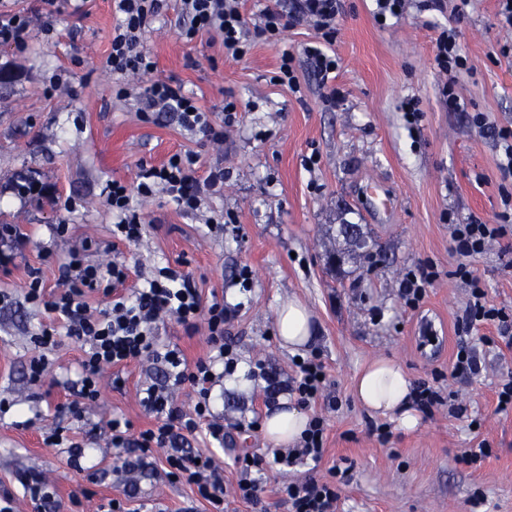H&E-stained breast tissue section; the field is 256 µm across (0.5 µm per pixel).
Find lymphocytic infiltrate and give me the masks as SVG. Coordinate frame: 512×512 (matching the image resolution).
<instances>
[{
    "label": "lymphocytic infiltrate",
    "mask_w": 512,
    "mask_h": 512,
    "mask_svg": "<svg viewBox=\"0 0 512 512\" xmlns=\"http://www.w3.org/2000/svg\"><path fill=\"white\" fill-rule=\"evenodd\" d=\"M115 25L110 52L104 66L112 74V94L119 100L133 101L139 120L154 123L168 116L189 134H199L213 146L223 147L224 130L238 119L236 102L224 103L221 123H214L196 98L185 92L174 80H156L138 88L141 76L151 73L155 63L143 48V36L165 8L164 0H115ZM181 21L177 34L193 41L202 34L216 35L225 57L243 59L258 41L279 43L289 26L307 24L318 35L308 45L305 56L320 87L326 89L325 102L336 108L344 94L336 85L339 61L333 46L338 34L337 20L344 11L343 0H277L275 7L262 11L258 21H250L244 0H178ZM433 65L441 81V93L451 109H459L455 91L460 74L469 73L473 65L463 51L455 27L443 28L435 40ZM228 175L223 159L202 166L197 153L191 150L172 154L158 166L140 165L135 185L113 180L105 187L106 203L115 222L112 236L129 246L138 245L144 234V201L155 196L167 197L185 215L201 214L208 198L224 192ZM504 209L494 221L476 218L465 223L449 222L448 230L459 262L452 271L454 278L470 290L471 300L455 323L457 351L454 371L465 375L478 372L479 361L468 342L480 324H493L499 338L512 342V313L486 306L485 291L471 261L486 253L505 236L512 225V193L502 199ZM92 239H84L73 248L60 267L59 286L46 289L43 272L28 267L25 299L46 316L30 340L38 354L27 367L31 385H42L52 366L51 354L62 338L79 342L83 355L80 374L72 387L79 405L98 401L100 381L105 371L147 360L157 371L150 383L137 391L139 404L153 417L152 427L130 435L120 421L110 425V447L124 452L125 472L151 464L156 453H163L165 474L170 482L185 483L196 490L198 497L212 506L224 502V468L208 454H194L181 448V433L204 434L210 442L223 443L224 423L211 407L212 390L224 377L233 374L237 362L233 346L224 339L225 327L235 317L222 297L204 299L192 275L170 266L144 277L141 287H128L131 275L128 265L118 261L93 262L87 253ZM172 319L187 334L205 327L210 352L196 362H188L176 347L161 344L158 326ZM295 377L281 379L276 370L260 368L264 402L275 404L284 393L294 395L302 407L315 404L325 388V367L318 357L296 364ZM190 385L197 394L192 409L183 410L174 399L175 387ZM325 419L313 415L299 443L292 448L274 451L272 462L292 466L319 462L324 452L322 437ZM284 491L291 512H336V483L312 477L289 481Z\"/></svg>",
    "instance_id": "lymphocytic-infiltrate-1"
}]
</instances>
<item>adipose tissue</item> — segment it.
<instances>
[{
  "label": "adipose tissue",
  "mask_w": 512,
  "mask_h": 512,
  "mask_svg": "<svg viewBox=\"0 0 512 512\" xmlns=\"http://www.w3.org/2000/svg\"><path fill=\"white\" fill-rule=\"evenodd\" d=\"M277 331L282 346L295 351L306 346L311 338L307 307L295 299L284 303L278 311ZM353 391L356 400L369 412L391 416L405 429L415 428L412 386L396 359H373L356 375ZM308 422L309 416L301 407L284 402L265 416L263 434L272 447L288 448L299 440Z\"/></svg>",
  "instance_id": "adipose-tissue-1"
}]
</instances>
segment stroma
I'll return each instance as SVG.
<instances>
[{
  "mask_svg": "<svg viewBox=\"0 0 512 512\" xmlns=\"http://www.w3.org/2000/svg\"><path fill=\"white\" fill-rule=\"evenodd\" d=\"M144 35L155 61L152 79L173 78L193 94L213 121L224 117L225 100L236 101L239 122L226 129L224 151L216 153L202 136L181 132L171 119L140 122L131 104L112 96V75L101 67L110 50L115 17L112 0H86L81 11L53 15L54 33L31 28L27 45H0V69L14 76L0 88V185L28 172L46 183L53 202L0 200V225L19 224L30 237L17 267L0 285L12 296L0 302V397L13 400L0 415V492L21 497L17 475L43 472L57 489L55 512H75L72 499L92 494L84 512L124 499L128 512H213L184 484L169 483L160 464L141 467L133 491H126L121 458L106 444L112 419L129 421L133 431L153 425L138 403L137 390L149 362L124 367L123 388L104 378L97 404L82 415L70 405L82 355L79 343L62 338L53 368L41 386L29 385L27 366L37 351L29 332L41 320L26 303L28 267L42 268L47 285L59 281V266L75 240L90 236L100 247L112 242V213L103 189L117 179L135 185L139 164L159 165L178 151L193 150L203 164L223 156L230 170L224 194L207 201L203 216L233 214L234 223L207 233L202 218L181 213L163 196L146 202V232L140 245L120 246L114 257L146 270L183 265L203 294L224 293L239 311L228 327L247 387L215 388V412L224 420V445L203 437L190 448L214 453L224 464V482L238 479L235 464L243 449L264 454L270 446L262 430H248L263 419L261 380L249 373L264 362L293 375L298 356H319L329 388L315 405L327 419L325 451L319 464L290 472L266 467L261 505L225 496L224 512H289L283 486L290 480L345 470L337 512H512V410L497 408L498 384L512 373V345H486L494 326H479L469 342L479 373L456 376L454 323L469 302L468 288L448 277L457 256L449 220L492 219L502 211L497 162L500 150L491 134L473 123L486 113L512 128V55L500 47L512 32L497 25L499 0H473L464 17L452 8L438 12L427 0H413L400 20L379 23L374 0H345L335 51L336 83L346 99L324 108L322 92L309 68L299 72L302 95L273 84L283 51L302 55L315 41L304 25L290 29L275 45L256 42L240 61L225 58L219 41L201 36L187 42L177 35L176 0ZM457 27L474 70L460 78L464 108L449 110L441 99L431 60L441 28ZM66 87L54 96L44 88L52 77ZM419 103L422 117L409 124L405 99ZM76 201L68 213L63 204ZM70 224L68 238L52 235L51 225ZM357 224L371 256L350 251L339 232ZM512 232L474 267L486 285L488 305L512 310ZM423 265L437 268L419 308L405 306L400 279ZM244 266L255 273L249 288L235 275ZM302 300L311 313L312 338L302 353L281 347L276 311L283 301ZM439 343L429 342V335ZM388 356L405 368L410 383L439 377L443 395L462 400V414L439 407L419 414L414 430L362 408L352 394L353 378L371 359ZM336 408H329V397ZM479 429H471V421ZM59 426L66 445L50 448L48 428ZM386 427L387 441L377 437ZM85 450L79 467L68 461V443ZM486 444L489 454L466 465L465 450Z\"/></svg>",
  "mask_w": 512,
  "mask_h": 512,
  "instance_id": "stroma-1",
  "label": "stroma"
}]
</instances>
